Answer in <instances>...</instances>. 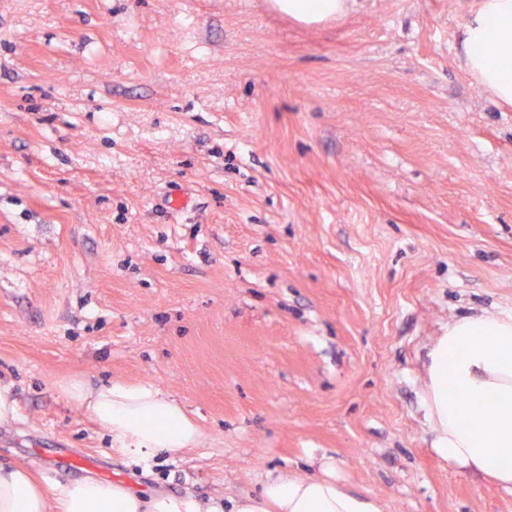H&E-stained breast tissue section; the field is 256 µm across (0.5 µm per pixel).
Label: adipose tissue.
Listing matches in <instances>:
<instances>
[{
    "label": "adipose tissue",
    "mask_w": 512,
    "mask_h": 512,
    "mask_svg": "<svg viewBox=\"0 0 512 512\" xmlns=\"http://www.w3.org/2000/svg\"><path fill=\"white\" fill-rule=\"evenodd\" d=\"M281 14L316 24L340 14L344 0H275ZM512 0H473L462 27L469 73L501 103L512 105ZM70 403L112 434L118 455L150 463L157 452L195 446L199 430L160 389L114 383L91 388L69 381ZM425 404L434 453L495 486L512 491V312L451 321L429 353ZM0 512H383L376 497L347 490L323 468L316 476L268 477L252 494L224 504L192 494L149 496L120 482L83 479L44 490L26 470L0 467Z\"/></svg>",
    "instance_id": "1"
}]
</instances>
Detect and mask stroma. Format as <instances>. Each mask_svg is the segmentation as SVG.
<instances>
[{"label": "stroma", "mask_w": 512, "mask_h": 512, "mask_svg": "<svg viewBox=\"0 0 512 512\" xmlns=\"http://www.w3.org/2000/svg\"><path fill=\"white\" fill-rule=\"evenodd\" d=\"M0 0V465L230 500L326 459L383 512H512L432 450L424 363L512 310V106L472 0ZM149 383L200 431L150 468L64 384ZM344 0H275L274 8L281 14L305 24L320 23L340 14ZM461 40L469 73L502 104L512 105V55L497 52L512 45V0H473Z\"/></svg>", "instance_id": "stroma-1"}]
</instances>
